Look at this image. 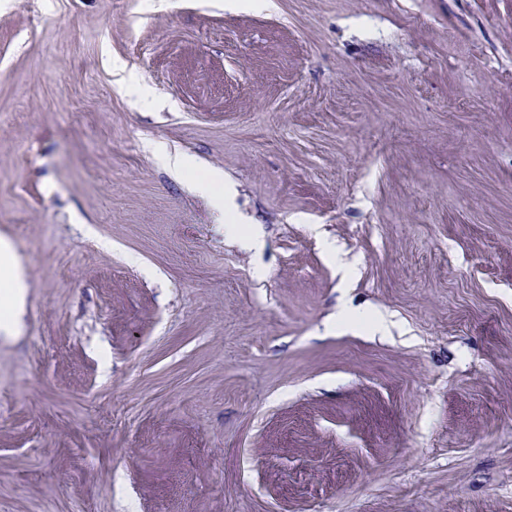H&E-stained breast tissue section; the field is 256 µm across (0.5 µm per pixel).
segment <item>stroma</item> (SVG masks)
Listing matches in <instances>:
<instances>
[{"mask_svg":"<svg viewBox=\"0 0 512 512\" xmlns=\"http://www.w3.org/2000/svg\"><path fill=\"white\" fill-rule=\"evenodd\" d=\"M0 240V512H512V0H0ZM0 309L18 313L23 301V280L15 266L7 243H0Z\"/></svg>","mask_w":512,"mask_h":512,"instance_id":"35a3bbf8","label":"stroma"}]
</instances>
